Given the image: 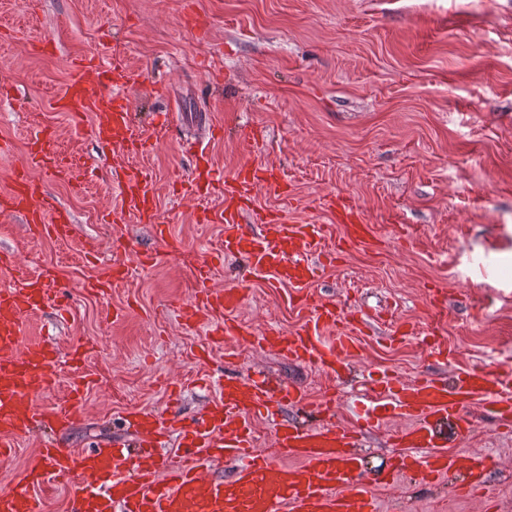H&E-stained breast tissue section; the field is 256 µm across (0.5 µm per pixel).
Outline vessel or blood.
I'll list each match as a JSON object with an SVG mask.
<instances>
[{"label": "vessel or blood", "instance_id": "obj_1", "mask_svg": "<svg viewBox=\"0 0 512 512\" xmlns=\"http://www.w3.org/2000/svg\"><path fill=\"white\" fill-rule=\"evenodd\" d=\"M113 82L94 62L75 64L57 105L77 119L92 115L101 147L119 141L141 146L129 101L113 90ZM44 157L41 136L32 137L27 162L15 167L14 186L0 202V216L19 217L29 228L63 237L71 230L70 215L61 210L47 215L40 203L41 186L28 174L29 164ZM257 178L256 169L243 168L225 188L246 199ZM121 195L127 211L140 220L149 219L152 195L145 172L128 170ZM216 219L224 225L225 253L244 257L247 275L269 274L277 283L299 290L314 280L318 267L308 255L318 242L312 225L261 216L246 224L241 210L229 207ZM341 221L351 241H363L371 233L352 207H344ZM53 285V279L27 275L0 288L1 462L14 455L16 439L36 426L48 424L62 431L77 419L75 412L43 409L34 401L51 383L59 350L42 338L25 339L23 319L54 296ZM241 304L237 287L206 288L181 308L180 316L193 326L212 312H222L225 318L213 331L233 336L239 332L233 313ZM337 322L335 304H324L293 335L270 328L256 343L291 361L332 371L356 349L349 332L337 333L329 341L323 338V329ZM305 399L295 385L251 384L225 376L206 423L195 418L182 421L178 447L183 460L176 466L155 458L146 448L130 452L103 443L75 449L56 439L46 442L39 450L40 467L27 470L20 487L0 491V512H42L34 490L50 475L72 482L67 512H376L370 484H387L409 473L432 483L460 467L461 458L449 453L448 440L470 431L473 406L499 418L512 417V368L469 369L452 384L427 377L403 382L382 375L357 405L359 427L377 424L376 411L384 401L408 424L396 436L401 454L372 476L355 451L359 428L332 424L310 429L283 423L276 430L273 450L254 448L249 417L282 402L298 405ZM416 448L427 449V456H413ZM221 458L235 463L233 477L225 481L206 477L204 465Z\"/></svg>", "mask_w": 512, "mask_h": 512}]
</instances>
